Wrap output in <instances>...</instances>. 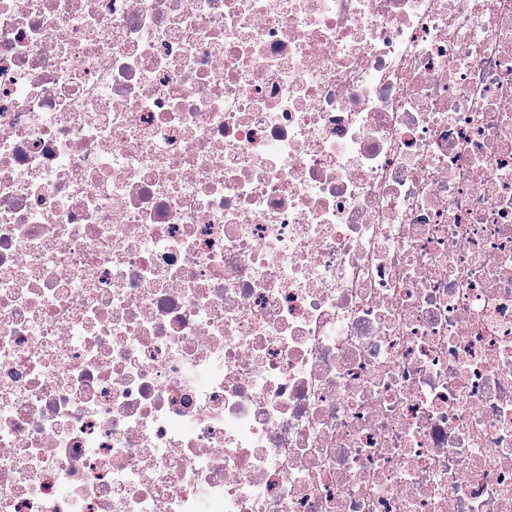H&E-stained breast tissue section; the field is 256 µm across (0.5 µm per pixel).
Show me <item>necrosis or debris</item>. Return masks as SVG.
<instances>
[{
  "label": "necrosis or debris",
  "mask_w": 512,
  "mask_h": 512,
  "mask_svg": "<svg viewBox=\"0 0 512 512\" xmlns=\"http://www.w3.org/2000/svg\"><path fill=\"white\" fill-rule=\"evenodd\" d=\"M0 512H512V0H0Z\"/></svg>",
  "instance_id": "1"
}]
</instances>
